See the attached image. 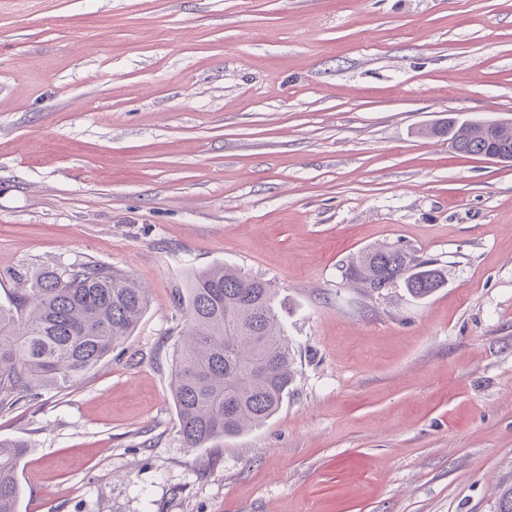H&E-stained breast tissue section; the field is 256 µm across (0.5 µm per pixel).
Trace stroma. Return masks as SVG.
I'll list each match as a JSON object with an SVG mask.
<instances>
[{"label": "stroma", "mask_w": 512, "mask_h": 512, "mask_svg": "<svg viewBox=\"0 0 512 512\" xmlns=\"http://www.w3.org/2000/svg\"><path fill=\"white\" fill-rule=\"evenodd\" d=\"M512 119V0H0V304L94 261L148 291L66 389L0 410L21 512H500L512 487V164L425 131ZM432 260L411 296L363 250ZM274 281L295 380L183 447L175 289ZM432 262L416 259L407 250L381 246L363 251L345 269L346 279L379 292L401 283L416 298H425L443 285V276Z\"/></svg>", "instance_id": "stroma-1"}]
</instances>
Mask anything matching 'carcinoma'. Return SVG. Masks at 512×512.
<instances>
[{
	"label": "carcinoma",
	"instance_id": "obj_1",
	"mask_svg": "<svg viewBox=\"0 0 512 512\" xmlns=\"http://www.w3.org/2000/svg\"><path fill=\"white\" fill-rule=\"evenodd\" d=\"M480 155L512 148V131L465 123L433 127ZM346 279L378 292L400 283L416 298L443 285L441 271L408 251L381 246L363 251ZM20 288L0 305V409L19 393L64 389L112 353L136 329L148 295L131 276L92 261L73 263L60 278L51 268L15 276ZM272 281L228 264L193 274L173 294L185 329L175 343L171 393L183 447L206 448L238 436L278 413L294 381L287 330ZM24 440H0V512H20L17 465Z\"/></svg>",
	"mask_w": 512,
	"mask_h": 512
}]
</instances>
